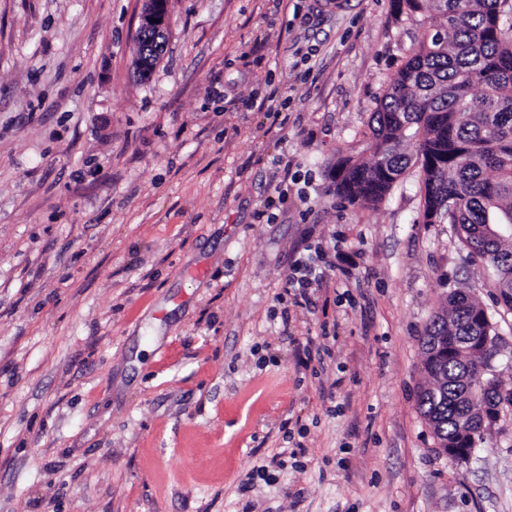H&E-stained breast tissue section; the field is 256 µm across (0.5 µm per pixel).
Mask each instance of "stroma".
Returning a JSON list of instances; mask_svg holds the SVG:
<instances>
[{
	"label": "stroma",
	"mask_w": 512,
	"mask_h": 512,
	"mask_svg": "<svg viewBox=\"0 0 512 512\" xmlns=\"http://www.w3.org/2000/svg\"><path fill=\"white\" fill-rule=\"evenodd\" d=\"M0 0V512H512V408L468 459L418 407L449 292L512 310L418 167L352 205L390 77L438 21L391 0ZM321 287H287L306 247ZM141 2L142 7L138 17L137 32L152 30L156 33L168 35L171 25L170 0H142ZM151 18L159 19V23H151ZM158 39L162 41V44L157 41V36L153 32L150 34H144V37L139 39L138 52H147V54L154 56L155 61L159 59V56L161 59L165 47L166 37H158ZM160 47L161 49L159 50ZM136 50L137 48L135 40L134 68L137 73L136 75L140 80H147L150 78L160 60H158L155 64V67L152 68V59L146 58V53H143L142 56H140Z\"/></svg>",
	"instance_id": "stroma-1"
}]
</instances>
